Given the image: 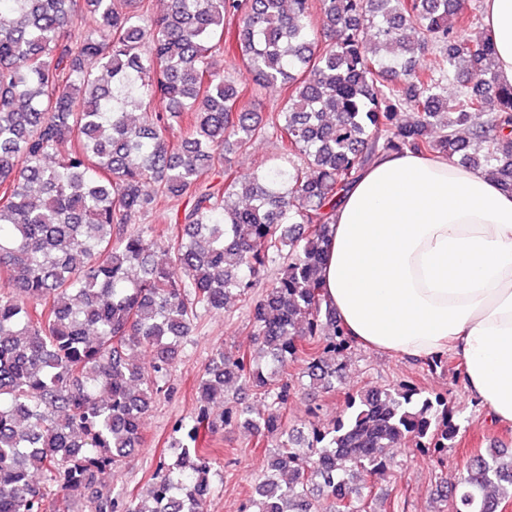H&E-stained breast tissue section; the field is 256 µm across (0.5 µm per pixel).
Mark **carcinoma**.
Here are the masks:
<instances>
[{"instance_id": "cac0c4a2", "label": "carcinoma", "mask_w": 512, "mask_h": 512, "mask_svg": "<svg viewBox=\"0 0 512 512\" xmlns=\"http://www.w3.org/2000/svg\"><path fill=\"white\" fill-rule=\"evenodd\" d=\"M227 18L236 63L224 62ZM263 93L278 97L266 124ZM270 130L279 161L225 164ZM405 151L512 191V85L492 44L465 37L458 0H168L159 14L153 0H0V512L92 500L97 474L141 447L201 313L246 296L272 264L252 351L212 353L174 459L98 512H205L214 462L200 430L233 422L286 436L241 512H320L322 498L378 512L389 449L444 462L455 412L413 384L357 393L302 440L280 416L291 363L323 390L345 368L353 340L318 278L329 224L378 153ZM208 172L224 181L201 182ZM161 209L170 233L130 229ZM234 381L273 409L213 415ZM437 495L453 512H502L512 454H473Z\"/></svg>"}]
</instances>
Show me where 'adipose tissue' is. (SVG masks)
Segmentation results:
<instances>
[{
	"label": "adipose tissue",
	"mask_w": 512,
	"mask_h": 512,
	"mask_svg": "<svg viewBox=\"0 0 512 512\" xmlns=\"http://www.w3.org/2000/svg\"><path fill=\"white\" fill-rule=\"evenodd\" d=\"M483 31L512 84V0H485ZM325 296L361 345L460 357L490 420L512 422V191L445 158L383 153L336 210Z\"/></svg>",
	"instance_id": "obj_1"
}]
</instances>
